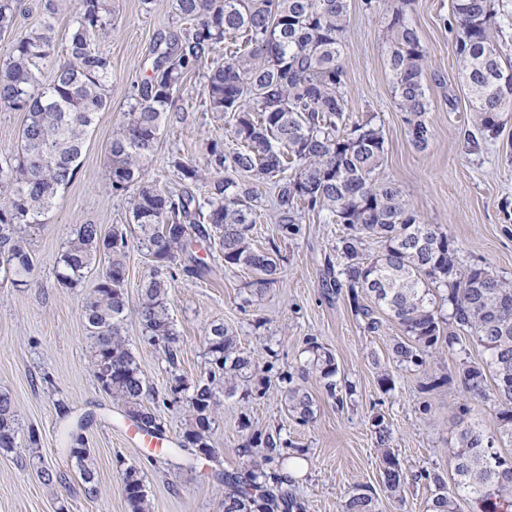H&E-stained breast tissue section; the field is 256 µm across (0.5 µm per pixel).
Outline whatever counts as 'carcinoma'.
<instances>
[{
    "label": "carcinoma",
    "instance_id": "cac0c4a2",
    "mask_svg": "<svg viewBox=\"0 0 512 512\" xmlns=\"http://www.w3.org/2000/svg\"><path fill=\"white\" fill-rule=\"evenodd\" d=\"M67 0H44V18L15 37L0 58V105L26 113L20 143L0 152V278L28 286L36 254L26 228L45 223L57 199L80 172L90 131L109 100L112 59L98 41L112 31V0H79L72 11L65 59L49 83L44 68L55 52V18ZM408 0H391L387 10V66L400 111L407 114L408 134L418 150L427 148L432 131L422 74L425 55L409 21ZM177 18L189 24L181 35L156 41L151 73L132 85L130 109L112 131L108 178L115 194L126 195L130 222L105 234L98 224L70 227L58 265L61 284H82L99 255L108 265L82 306L91 345V369L100 389L138 431L158 441L168 438L157 410L183 403L188 427L164 449L186 465L211 460L213 414L224 397L238 394L248 381L252 358L237 345L234 332L222 324L207 336V371L193 381L178 373L179 336L168 313L172 282L196 274L203 261L193 246H219L224 271L252 272L247 287L259 296L277 282L278 248L258 249L251 232L259 215L255 183L272 182L282 236L297 235L304 213L325 224L347 229L336 245L338 269L330 271L336 288H347L365 328L382 326L376 308L397 320L408 341L392 347L400 365L420 368L443 343L448 354L466 352V340L483 348L488 359L462 368L461 411L481 403L495 413L497 428L468 424L450 450L453 489L436 469L408 472L390 448L391 428L376 417L372 429L380 450L383 489L402 498L406 485L423 482L433 489L431 512H457V498L479 512H512V455L500 446L512 443V284L486 267L459 270L448 234L423 224L402 190L380 181L376 171L385 158V138L374 118L354 119L346 100V71L341 61L348 0H172ZM18 0H0V35L16 28ZM495 0H456L454 48L467 88L479 137L495 138L512 112V64L504 49L490 41L497 24ZM224 52L205 74L207 111L231 119L234 148L213 140L205 162L176 157L180 179L210 181L203 200L187 189L173 191L147 179L163 117L187 75L210 55ZM243 172L253 184L238 183L224 172ZM381 243V255L369 259L365 239ZM138 244L151 258L134 313L142 339L161 344L171 368L163 394L147 386L124 335L128 301L125 293L129 248ZM445 288L440 295L438 290ZM370 296L377 307L360 303ZM448 305L442 327L440 305ZM310 366L319 374L326 395L339 397L332 355L312 339ZM291 416L305 425L315 418L316 401L293 374H277ZM18 414L11 395L0 391V450L21 447ZM69 461L89 496L99 494L95 465L82 435L68 433ZM281 432L255 431L239 454L262 449V461L243 472H224V512H306L304 501L283 487L277 472L295 456L285 451ZM128 512H150L143 477L134 466L120 470ZM344 512H380L378 498L360 485L348 495Z\"/></svg>",
    "mask_w": 512,
    "mask_h": 512
}]
</instances>
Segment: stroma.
<instances>
[{"mask_svg":"<svg viewBox=\"0 0 512 512\" xmlns=\"http://www.w3.org/2000/svg\"><path fill=\"white\" fill-rule=\"evenodd\" d=\"M453 5L454 0H410L408 7L425 54L426 120L433 133L426 150L412 145L405 115L394 99L385 9L365 8L364 0H349L343 38L348 106L353 116L375 117L383 128L386 151L378 179L397 184L422 223L447 232L461 268L482 265L512 281V162L505 157L512 119L497 138L470 148L473 127L454 53ZM115 7L112 34L100 44L112 58L109 104L90 133L77 179L46 222L27 230L37 258L30 286L18 290L0 282V390L12 394L21 426L39 430L45 463L64 479L44 484L27 451L0 452V512H127L119 478L123 463L143 473L152 512H223L224 484L215 472L243 469L238 449L249 431L276 428L291 451L304 455L305 467L293 487L306 512H343L348 494L360 485L378 490L381 512H428L431 491L426 485L406 487L399 501L382 492L373 417L383 416L392 428L391 446L403 468L448 473V450L456 445L460 419L491 427L495 414L474 404L468 415H461V365L454 357L436 355L424 370L392 360L394 342L404 337L400 325L388 317L380 332H368L346 290L329 286L327 267L337 258L343 225L324 224L309 215L300 221V234L281 236L273 219L275 191L266 184L258 187L261 219L252 238L261 248L277 244L279 279L263 296L248 297L251 272H226L218 249L203 251L206 271L180 277L169 292L180 336L179 371L191 380L203 373L206 336L212 325L221 323L234 331L239 347L286 374L303 365L306 343L316 338L332 352L337 377L352 386V395L336 405L318 374L307 375L302 384L317 405L316 417L307 425L289 415L278 381L271 382L263 397L223 400L210 431L214 458L194 469L176 467L127 437V422L99 391L90 369L81 315L89 289L63 287L57 258L70 225L97 224L107 233L127 224L128 199L108 185L112 129L129 108L132 84L145 75L154 42L182 33L183 25L175 20L171 0H154L149 7L143 0H115ZM203 86V71L188 76L154 147L149 175L166 187H182L172 159L181 155L203 162L206 141L226 137L225 123L206 110ZM125 334L146 382L164 388L170 371L162 347L142 341L135 319L127 320ZM385 372L394 381L387 392L378 382ZM244 416L251 423L247 431L240 424ZM83 417L101 489L95 498L85 493L61 444L62 430Z\"/></svg>","mask_w":512,"mask_h":512,"instance_id":"1","label":"stroma"}]
</instances>
